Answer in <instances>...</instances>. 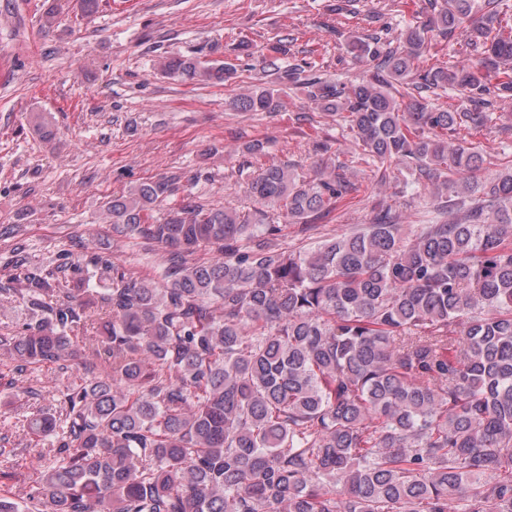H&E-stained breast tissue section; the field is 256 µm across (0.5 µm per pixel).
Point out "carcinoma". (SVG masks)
Returning a JSON list of instances; mask_svg holds the SVG:
<instances>
[{
    "label": "carcinoma",
    "mask_w": 512,
    "mask_h": 512,
    "mask_svg": "<svg viewBox=\"0 0 512 512\" xmlns=\"http://www.w3.org/2000/svg\"><path fill=\"white\" fill-rule=\"evenodd\" d=\"M428 17L387 45L349 50L374 62L355 82L304 79L373 163L401 162L448 196L452 221L390 213L300 250L282 225H309L359 187L333 164L302 179L289 164L242 181L253 209L180 191L177 173L103 205L105 223L170 255L171 281L138 279L88 251L71 268L112 270V287L54 270H25L33 315L0 333L26 366L81 351L105 374L27 432L62 431L29 502L49 512H512V166L481 176L482 154L459 138L512 104V6L428 0ZM466 33V58L415 73L436 37ZM164 74L222 84L224 61L172 57ZM448 92L440 109L422 92ZM276 112L262 86L229 100ZM214 249L209 261L193 254ZM83 334L74 340L72 333Z\"/></svg>",
    "instance_id": "1"
}]
</instances>
